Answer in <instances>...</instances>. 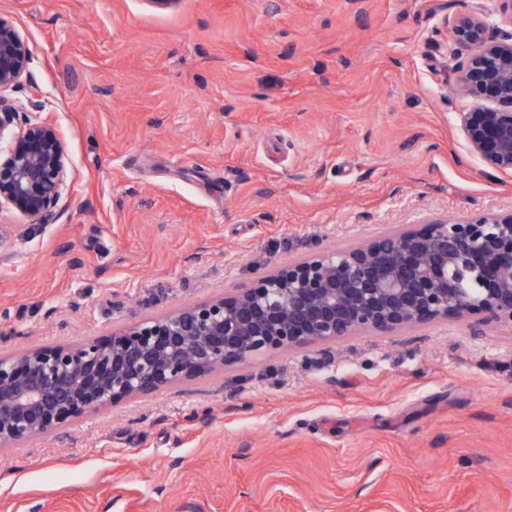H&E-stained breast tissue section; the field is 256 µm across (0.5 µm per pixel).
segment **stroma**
I'll use <instances>...</instances> for the list:
<instances>
[{
	"instance_id": "stroma-1",
	"label": "stroma",
	"mask_w": 512,
	"mask_h": 512,
	"mask_svg": "<svg viewBox=\"0 0 512 512\" xmlns=\"http://www.w3.org/2000/svg\"><path fill=\"white\" fill-rule=\"evenodd\" d=\"M497 0H0L53 218L0 212V354L107 338L441 216L512 209L448 86ZM0 512H512V325L264 353L0 450Z\"/></svg>"
}]
</instances>
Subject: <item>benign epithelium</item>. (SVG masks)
Listing matches in <instances>:
<instances>
[{"mask_svg":"<svg viewBox=\"0 0 512 512\" xmlns=\"http://www.w3.org/2000/svg\"><path fill=\"white\" fill-rule=\"evenodd\" d=\"M469 50L448 80L473 99L457 123L470 151L512 173V33L494 37L481 14L460 17ZM28 43L0 15V90L27 72ZM67 185L55 129L0 96V211L48 221ZM489 313L512 324V210L439 218L273 271L253 288L180 308L90 339L0 354V450L122 399L222 372L272 350L387 333Z\"/></svg>","mask_w":512,"mask_h":512,"instance_id":"obj_1","label":"benign epithelium"}]
</instances>
